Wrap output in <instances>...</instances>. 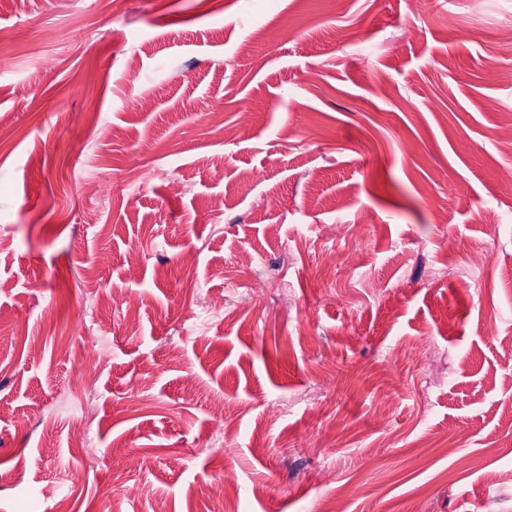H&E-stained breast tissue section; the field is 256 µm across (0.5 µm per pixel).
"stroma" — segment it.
Returning a JSON list of instances; mask_svg holds the SVG:
<instances>
[{
    "instance_id": "obj_1",
    "label": "stroma",
    "mask_w": 512,
    "mask_h": 512,
    "mask_svg": "<svg viewBox=\"0 0 512 512\" xmlns=\"http://www.w3.org/2000/svg\"><path fill=\"white\" fill-rule=\"evenodd\" d=\"M15 25L0 512H224L229 479L237 512H512V0H0Z\"/></svg>"
}]
</instances>
